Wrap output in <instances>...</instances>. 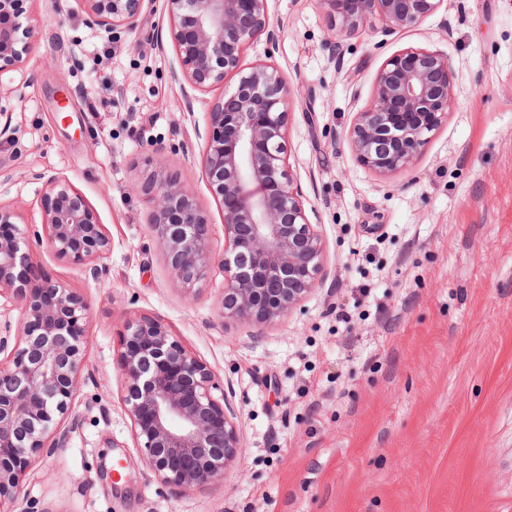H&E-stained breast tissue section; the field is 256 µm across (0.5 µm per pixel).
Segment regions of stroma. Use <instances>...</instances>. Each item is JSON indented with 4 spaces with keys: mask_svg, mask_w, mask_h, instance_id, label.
Segmentation results:
<instances>
[{
    "mask_svg": "<svg viewBox=\"0 0 512 512\" xmlns=\"http://www.w3.org/2000/svg\"><path fill=\"white\" fill-rule=\"evenodd\" d=\"M267 10L273 62L297 90L290 171L327 271L282 322L225 325L222 269L179 289L142 182L156 170L187 184L223 252L202 147L236 75L184 94L163 0L110 41L78 0H29L35 49L0 75V204L44 230L45 181L67 176L112 250L96 275L31 247L34 278L62 282L92 318L68 444L24 490L35 512H512V0H444L397 35L341 43L323 0ZM408 47L448 54L453 106L414 165L383 178L336 140ZM132 316L166 324L223 384L244 445L224 483L168 489L145 467L120 397Z\"/></svg>",
    "mask_w": 512,
    "mask_h": 512,
    "instance_id": "stroma-1",
    "label": "stroma"
}]
</instances>
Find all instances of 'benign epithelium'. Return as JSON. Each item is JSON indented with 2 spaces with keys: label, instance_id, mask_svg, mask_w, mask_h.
<instances>
[{
  "label": "benign epithelium",
  "instance_id": "obj_1",
  "mask_svg": "<svg viewBox=\"0 0 512 512\" xmlns=\"http://www.w3.org/2000/svg\"><path fill=\"white\" fill-rule=\"evenodd\" d=\"M27 0H0V73L22 67L29 46L20 18ZM87 25L110 39L138 27L145 0H80ZM335 13L336 46L368 23L391 36L419 24L445 0H322ZM182 78L206 90L238 75L235 89L208 112L204 175L224 208V252L216 258L209 221L193 193L159 172L144 177L152 224L174 280L193 290L219 263L223 323L283 320L325 270V242L309 222L288 162L294 88L270 63L239 69L260 36L272 58L280 31L267 0H164ZM448 54L405 48L387 59L366 104L336 149L383 177L411 168L453 105ZM47 244L58 256L92 266L111 251L109 236L86 198L65 176L46 181ZM17 213L0 205V317L20 311L17 334L0 335V512L22 507V481L39 453L66 448L65 422L79 394L87 355L89 307L65 285L30 277V238ZM121 393L135 447L162 486L190 491L224 482L238 463L243 437L213 372L162 322H125L120 338Z\"/></svg>",
  "mask_w": 512,
  "mask_h": 512
}]
</instances>
